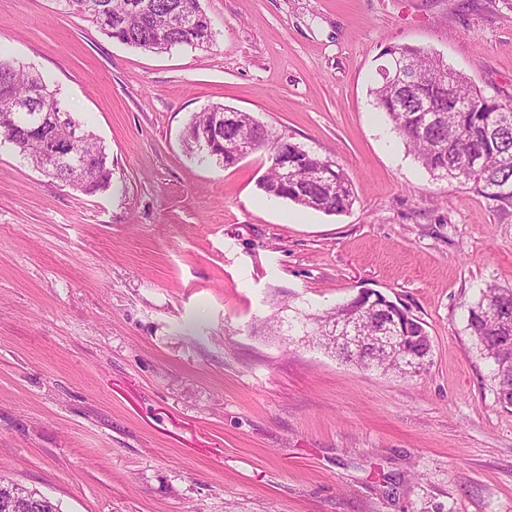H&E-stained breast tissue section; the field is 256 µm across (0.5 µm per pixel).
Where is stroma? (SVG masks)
<instances>
[{"instance_id": "stroma-1", "label": "stroma", "mask_w": 512, "mask_h": 512, "mask_svg": "<svg viewBox=\"0 0 512 512\" xmlns=\"http://www.w3.org/2000/svg\"><path fill=\"white\" fill-rule=\"evenodd\" d=\"M208 48L152 53L64 0H0V53L104 142L107 189L0 135V476L61 512H512V407L467 328L512 288V205L433 179L370 94L386 47L512 100V0H200ZM221 104L349 174L328 215L184 151ZM381 292L428 368L365 371L276 327Z\"/></svg>"}]
</instances>
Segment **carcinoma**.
<instances>
[{"mask_svg": "<svg viewBox=\"0 0 512 512\" xmlns=\"http://www.w3.org/2000/svg\"><path fill=\"white\" fill-rule=\"evenodd\" d=\"M112 19L106 35L123 44L145 51L161 52L177 46L204 48L213 39L211 21L198 9L194 26H168L167 16L185 0H96ZM389 69L401 63L412 72L413 81L406 88L384 78L371 89L374 104L389 118L393 129L409 147L417 161L436 179L455 180L468 185L494 202L512 204V102L486 96L466 77L452 70L441 59L414 47L388 48ZM37 84H45L38 73L0 55V133L25 154L42 151L46 136L68 134L78 138L85 165L71 168L58 164L47 177L64 185L94 193L106 189L112 180V162L97 135L68 112L52 91L29 102L30 111L14 112V102L24 99ZM429 103L427 112L421 104ZM221 104L192 115L183 134L185 148L198 151L197 138L207 129ZM234 134L250 142L252 151L271 152L270 143L279 141L278 150L288 153L291 177L283 181L279 168L270 165L257 182L268 197L288 200L302 208L328 215L347 212L356 197L345 170L329 157H319L286 138L276 139L264 124L247 112L238 113ZM499 306L500 313L512 316V288L490 285L471 307L468 327L480 355L489 362L497 385L498 399L512 406V347L501 345L499 319L486 310L489 302ZM349 315L357 316L364 336H379L390 323L402 324V332L410 336L407 350L428 356L431 339L423 323L409 314V309L396 304L379 312L366 297L352 296L341 304L322 312L296 311L288 320L278 319L277 326L309 336L333 354L332 327ZM348 362L363 370H382L402 374L400 358L376 353L366 347Z\"/></svg>", "mask_w": 512, "mask_h": 512, "instance_id": "carcinoma-1", "label": "carcinoma"}]
</instances>
